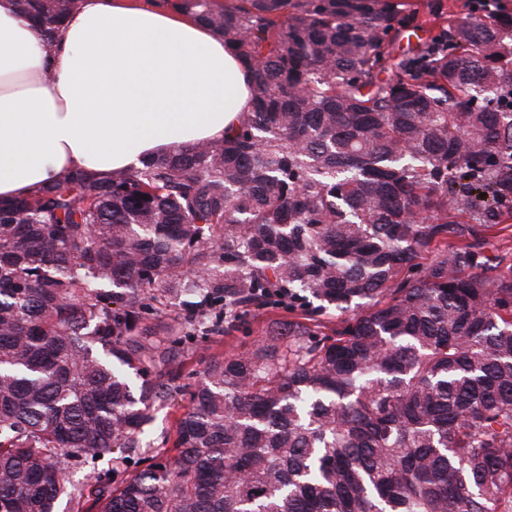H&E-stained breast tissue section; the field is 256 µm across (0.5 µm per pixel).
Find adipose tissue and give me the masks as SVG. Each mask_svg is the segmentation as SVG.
<instances>
[{
	"label": "adipose tissue",
	"instance_id": "adipose-tissue-1",
	"mask_svg": "<svg viewBox=\"0 0 512 512\" xmlns=\"http://www.w3.org/2000/svg\"><path fill=\"white\" fill-rule=\"evenodd\" d=\"M251 99L237 55L155 0H81L49 53L0 0V198L223 138Z\"/></svg>",
	"mask_w": 512,
	"mask_h": 512
}]
</instances>
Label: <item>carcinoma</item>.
I'll use <instances>...</instances> for the list:
<instances>
[{"label": "carcinoma", "mask_w": 512, "mask_h": 512, "mask_svg": "<svg viewBox=\"0 0 512 512\" xmlns=\"http://www.w3.org/2000/svg\"><path fill=\"white\" fill-rule=\"evenodd\" d=\"M22 4L50 52L78 0ZM173 6L241 57L251 110L0 200V512H512V263L484 251L512 218V15L398 58L396 0ZM284 295L251 347L162 379ZM188 406V399L177 398L175 401H168L164 405L157 406L153 411L155 416L151 424L153 438H155L162 431L166 433H173L177 418L185 411Z\"/></svg>", "instance_id": "cac0c4a2"}]
</instances>
